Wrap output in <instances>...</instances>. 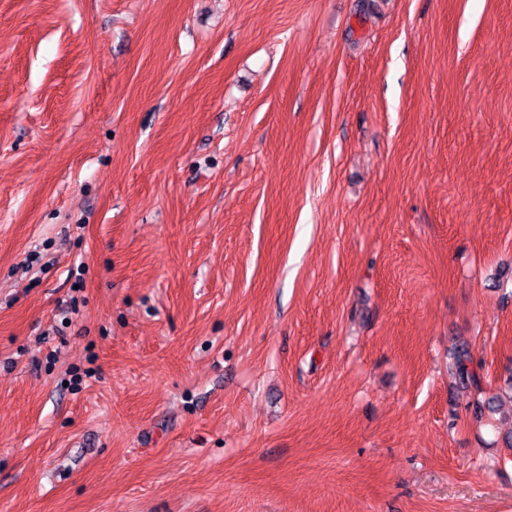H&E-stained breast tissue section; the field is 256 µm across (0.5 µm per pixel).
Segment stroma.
<instances>
[{
	"label": "stroma",
	"instance_id": "1",
	"mask_svg": "<svg viewBox=\"0 0 512 512\" xmlns=\"http://www.w3.org/2000/svg\"><path fill=\"white\" fill-rule=\"evenodd\" d=\"M512 0H0V512H512ZM471 357L467 348H459L454 356L453 369L458 382L464 388L481 390V376L471 366Z\"/></svg>",
	"mask_w": 512,
	"mask_h": 512
}]
</instances>
